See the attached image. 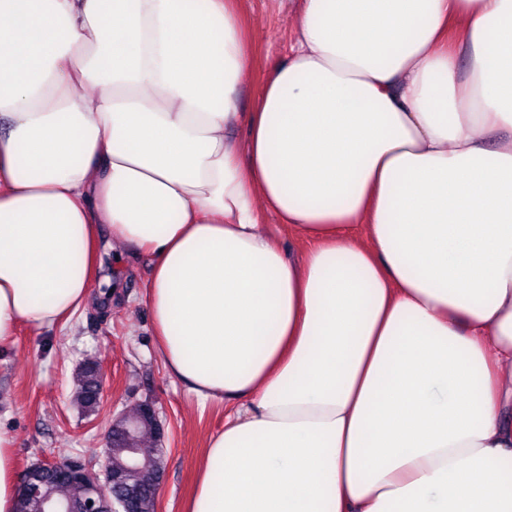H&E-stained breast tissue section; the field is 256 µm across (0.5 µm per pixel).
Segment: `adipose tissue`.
I'll use <instances>...</instances> for the list:
<instances>
[{
	"instance_id": "adipose-tissue-1",
	"label": "adipose tissue",
	"mask_w": 512,
	"mask_h": 512,
	"mask_svg": "<svg viewBox=\"0 0 512 512\" xmlns=\"http://www.w3.org/2000/svg\"><path fill=\"white\" fill-rule=\"evenodd\" d=\"M242 3L0 0V345L116 245L229 408L185 512H512V0H298L246 115Z\"/></svg>"
}]
</instances>
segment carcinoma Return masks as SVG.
Masks as SVG:
<instances>
[{
	"label": "carcinoma",
	"mask_w": 512,
	"mask_h": 512,
	"mask_svg": "<svg viewBox=\"0 0 512 512\" xmlns=\"http://www.w3.org/2000/svg\"><path fill=\"white\" fill-rule=\"evenodd\" d=\"M98 373V365L89 357L84 358L76 369L72 403L84 414L98 408ZM110 437L112 447L116 448L110 466L121 476L114 498L128 499L130 512H156L165 455L160 444L157 418L147 412L146 403L137 402L126 412V417L114 423ZM127 446L135 449L134 454L123 452ZM24 485H33L37 491H17L16 512H56L68 505L72 512H81L80 493L71 483L60 482L46 472L27 468L19 476L18 486Z\"/></svg>",
	"instance_id": "cac0c4a2"
}]
</instances>
